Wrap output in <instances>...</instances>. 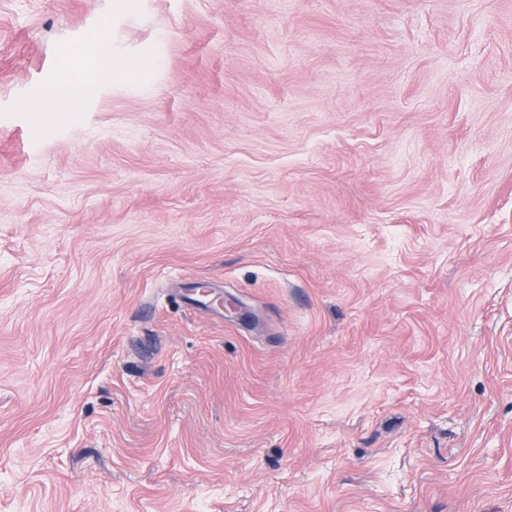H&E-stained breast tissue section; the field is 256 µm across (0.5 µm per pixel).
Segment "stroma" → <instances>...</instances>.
<instances>
[{"label": "stroma", "mask_w": 512, "mask_h": 512, "mask_svg": "<svg viewBox=\"0 0 512 512\" xmlns=\"http://www.w3.org/2000/svg\"><path fill=\"white\" fill-rule=\"evenodd\" d=\"M0 512H512V0H0ZM135 70L133 64L123 60L118 53L110 50L105 40H100L95 47L92 61L88 65L87 75L72 78L67 73L61 74L51 86L52 98L56 105L66 106L78 101L87 88L97 79H108L118 74L130 75Z\"/></svg>", "instance_id": "35a3bbf8"}]
</instances>
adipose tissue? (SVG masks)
<instances>
[{"label":"adipose tissue","instance_id":"adipose-tissue-1","mask_svg":"<svg viewBox=\"0 0 512 512\" xmlns=\"http://www.w3.org/2000/svg\"><path fill=\"white\" fill-rule=\"evenodd\" d=\"M133 71V64L111 51L107 42L102 40L95 47L86 76L74 78L61 74L51 86L52 98L55 103L69 106L78 101L95 80L128 75Z\"/></svg>","mask_w":512,"mask_h":512}]
</instances>
